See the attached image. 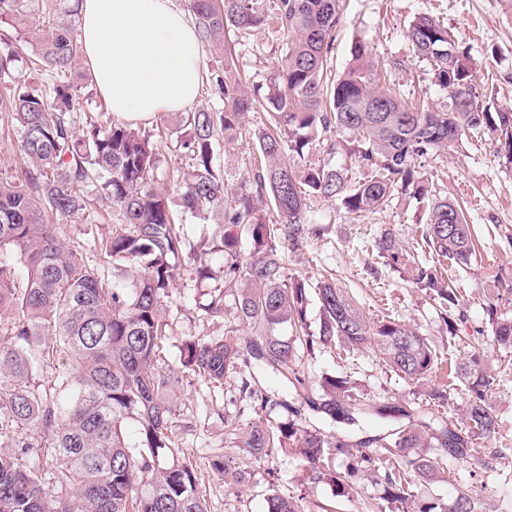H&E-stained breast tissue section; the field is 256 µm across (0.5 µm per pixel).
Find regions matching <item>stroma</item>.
<instances>
[{
	"mask_svg": "<svg viewBox=\"0 0 512 512\" xmlns=\"http://www.w3.org/2000/svg\"><path fill=\"white\" fill-rule=\"evenodd\" d=\"M341 8L342 21L330 59L334 71L343 70L352 42L361 38L377 60L401 61V68L390 73L394 83L407 91L426 90L432 98L446 101V92L434 83L430 66L416 57L406 36L413 14L426 11L438 17L468 49L476 63V82L485 102L494 108L512 107V0H341ZM282 44L283 34L273 20L259 39H244L237 44L239 64L251 85H267ZM171 123V116L159 114L140 125L158 143V185L167 190L172 189L177 170L186 165L184 153L170 131ZM254 152L250 141L218 147L216 166L226 182L234 185L250 175L249 161ZM425 170L441 195L469 200L468 219L481 244L471 266L446 272L467 304V318L455 330H448L429 292L402 279L373 248L375 240L388 232L406 250H413L421 228L416 222L418 203L410 195L395 194L383 210L363 218L353 217L332 201L311 202L308 219L324 227L323 237L301 252L283 255L288 276H332L338 286L353 292L370 323L393 319L431 337L440 350L443 367L428 382L419 384L396 375L368 349L348 352L337 345L318 343L301 354L297 364L309 381L310 394L320 395L319 383L330 375L351 383L363 403L354 425L320 422L309 414L294 419L278 405L258 413L249 400L241 397L239 375H229L216 388L200 377L181 372V341L190 336H223L228 317L211 316L202 309L222 284V257L216 254L208 258L212 276L205 280L199 278L192 262L178 261L166 300L173 336L164 366L178 375L180 414L176 429L197 469L208 512H266L265 497L271 489L285 496L307 498L311 512H324L330 506L337 512H398L396 504L385 499L383 476L389 468L385 462L378 471L361 479L358 494L348 500L337 496L331 482L312 483L304 461L292 452L249 461L245 486L225 484L223 475L211 465L212 455L230 445L224 436V418L235 417L242 428L261 419L292 420L299 426L317 423L325 431L347 434L357 441L387 431V423L374 413L381 405L412 409L415 416L436 428L458 424L465 405L462 390L449 389L448 399L441 405L432 404L428 394L432 388L447 387V361H464L476 345L482 348L485 365L499 378L493 397L499 432L492 440L477 442L481 464L466 467L448 459L444 468L468 482L481 512H512V350L494 344L483 310L487 301L496 297L502 311L512 312V294L499 283L500 276L512 275V162L497 153L493 134L485 131L467 134L459 144L430 155ZM86 199L83 214L63 222L61 231L72 249L101 268L105 262L97 243L112 234V205L91 191Z\"/></svg>",
	"mask_w": 512,
	"mask_h": 512,
	"instance_id": "35a3bbf8",
	"label": "stroma"
}]
</instances>
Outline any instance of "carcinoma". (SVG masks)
Wrapping results in <instances>:
<instances>
[{"label": "carcinoma", "mask_w": 512, "mask_h": 512, "mask_svg": "<svg viewBox=\"0 0 512 512\" xmlns=\"http://www.w3.org/2000/svg\"><path fill=\"white\" fill-rule=\"evenodd\" d=\"M38 0H0V78L22 62L16 43L23 40L35 56L41 77L0 89V112L11 119L26 158L20 183L0 182V317H17L11 333L0 338V439L22 429L47 438L32 449L51 464L53 487L40 467L0 447V512H208L198 491L193 463L180 449L175 379L160 366L171 336L165 308L176 267L186 256L208 273L206 257H224V285L204 305L224 313L231 303L237 324L220 338L189 337L179 346V364L219 387L241 366L240 393L259 409L270 402L259 376L278 379L292 393L278 404L296 414L309 410L337 424L352 425L358 399L348 382L322 379V393H307L305 375L293 367L300 348L337 341L350 350L371 348L399 376L428 380L437 362L433 342L388 320L372 327L347 289L331 278L313 283L285 275L281 248L296 253L322 228L309 222L308 202H337L347 213L364 217L388 205L401 189L425 206L421 259L387 233L376 241L378 256L402 277L432 293L448 312V332L463 317L460 289L441 271L449 260L461 267L476 258L475 231L457 200L433 191L422 159L446 150L468 133L498 134L512 159V108L491 110L475 84L474 65L437 18L413 17L406 35L446 90L448 103L428 98L414 103L405 93L380 83L372 53L362 40L352 42L346 70L332 78L341 15L339 0H273L277 24L286 35L280 58L263 95L243 80L231 51V38L256 36L267 20L260 0H190L199 39L215 51L206 89L221 102L217 109L179 112L177 143L188 167L170 192L155 185L159 149L151 136L124 122L106 127L87 123L76 132L78 86L68 74L82 57L72 34L82 0H60L62 21L26 36ZM270 116L254 132L258 158L251 177L229 187L215 166V141L232 143L242 135L243 118L256 97ZM337 133L327 152L347 150L364 176L349 174L327 161L305 163V151L318 139ZM91 188L112 203L117 224L98 243L112 280L71 249L45 214L72 218L85 210L81 188ZM276 211L269 223L267 208ZM203 220L202 232L189 237L175 222L174 209ZM250 250L241 255L242 240ZM23 274L24 287H17ZM320 304L317 335L309 333L311 298ZM486 315L493 341L512 348V316L489 301ZM245 334H239V331ZM55 366L46 387L37 376ZM454 378L466 392L464 422L436 432L412 420L377 438L376 452L364 453L344 434L294 424L258 421L239 432L224 419L235 447L254 459L294 448L310 480H331L337 496L350 497L358 478L376 467L379 455L396 465L385 472L387 499L410 512L413 480L445 479L443 458L475 459L477 440L493 439L498 416L491 396L499 385L480 353L459 364ZM138 427L130 445L122 425ZM212 467L224 482L246 483V466L229 452ZM266 512H309L304 498L274 490ZM416 512H479L478 501L463 484L455 487L452 507L423 502Z\"/></svg>", "instance_id": "carcinoma-1"}]
</instances>
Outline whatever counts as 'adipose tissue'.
<instances>
[{"label": "adipose tissue", "instance_id": "adipose-tissue-1", "mask_svg": "<svg viewBox=\"0 0 512 512\" xmlns=\"http://www.w3.org/2000/svg\"><path fill=\"white\" fill-rule=\"evenodd\" d=\"M82 50L115 118L144 122L196 101L201 43L175 0H83Z\"/></svg>", "mask_w": 512, "mask_h": 512}]
</instances>
